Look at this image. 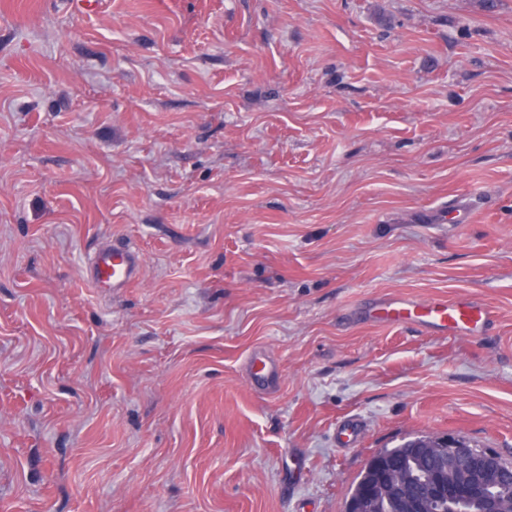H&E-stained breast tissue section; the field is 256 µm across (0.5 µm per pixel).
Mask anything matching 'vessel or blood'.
<instances>
[{
    "instance_id": "b4317fda",
    "label": "vessel or blood",
    "mask_w": 512,
    "mask_h": 512,
    "mask_svg": "<svg viewBox=\"0 0 512 512\" xmlns=\"http://www.w3.org/2000/svg\"><path fill=\"white\" fill-rule=\"evenodd\" d=\"M141 265L142 258L135 249L107 246L93 256L90 278L98 288H128L138 281ZM363 315L378 325L411 324L428 332L448 335H480L495 322L493 310L468 295L427 300L384 297L365 307ZM248 375L252 383L261 388H272L277 382L274 364L263 358L250 360Z\"/></svg>"
}]
</instances>
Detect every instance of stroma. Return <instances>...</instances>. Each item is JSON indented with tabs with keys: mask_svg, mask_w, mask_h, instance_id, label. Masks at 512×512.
Instances as JSON below:
<instances>
[{
	"mask_svg": "<svg viewBox=\"0 0 512 512\" xmlns=\"http://www.w3.org/2000/svg\"><path fill=\"white\" fill-rule=\"evenodd\" d=\"M179 3L0 0V512H344L420 434L512 461V0ZM435 294L497 322L351 317ZM141 265V255L134 248L106 246L91 259V282L96 288H129L139 280ZM370 322L384 326L412 324L448 335H482L495 323L493 310L476 297L460 295L427 300L378 298L363 309ZM248 375L255 386L272 388L277 382V370L273 363L265 358H252L248 364Z\"/></svg>",
	"mask_w": 512,
	"mask_h": 512,
	"instance_id": "1",
	"label": "stroma"
}]
</instances>
